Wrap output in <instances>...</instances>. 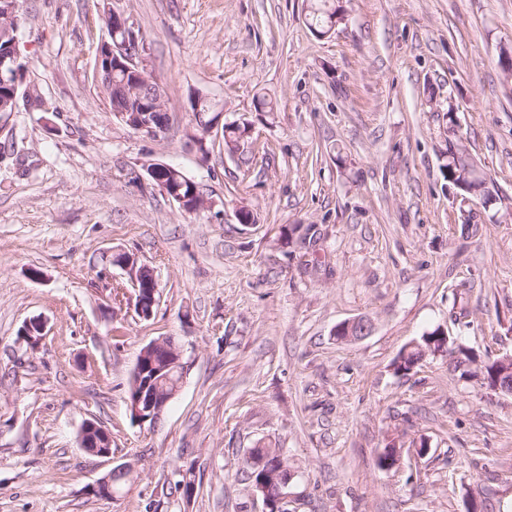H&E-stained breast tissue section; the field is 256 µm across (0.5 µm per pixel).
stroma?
I'll use <instances>...</instances> for the list:
<instances>
[{"instance_id":"35a3bbf8","label":"stroma","mask_w":512,"mask_h":512,"mask_svg":"<svg viewBox=\"0 0 512 512\" xmlns=\"http://www.w3.org/2000/svg\"><path fill=\"white\" fill-rule=\"evenodd\" d=\"M98 1L24 0L42 104L0 112V512H265L241 468L260 441L293 474L289 512H512V396L481 372L512 355V0H330L342 19L325 36L309 0H102L164 87L160 138L114 118L94 78ZM194 90L250 126L238 150L219 128L202 148L188 137ZM452 141L490 203L449 182ZM152 162L209 208L185 214ZM122 254L154 272L151 319L121 293ZM35 316L32 348L18 332ZM360 317L368 336L337 339ZM438 327L475 362L429 353L396 372ZM167 336L187 372L142 424L132 371ZM90 418L111 458L80 447ZM127 463L121 496L90 493ZM185 472L187 500L169 493ZM145 170L151 184L175 201L181 210L194 213L207 207L204 196L198 194V184L180 169L167 163L155 162L147 165ZM180 178L191 186L193 193L188 195L191 189L189 186L184 187L185 183L181 184ZM97 435V437L100 438V447L97 446L96 448H101L100 451L98 449L95 450V454L97 457L100 458H110L112 456V435L111 433L98 424L93 419L85 420L81 426V440L83 441V438L88 435Z\"/></svg>"}]
</instances>
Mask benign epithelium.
I'll return each instance as SVG.
<instances>
[{"label": "benign epithelium", "mask_w": 512, "mask_h": 512, "mask_svg": "<svg viewBox=\"0 0 512 512\" xmlns=\"http://www.w3.org/2000/svg\"><path fill=\"white\" fill-rule=\"evenodd\" d=\"M106 21L111 31L110 40H104L100 43L97 50V66L95 70L96 78L100 82L108 83L112 81V74L121 71L125 76H130L137 80L144 77L145 67L142 64L140 51L134 50L138 46V37L132 27L128 24V19L115 11L106 12ZM5 70L10 78L7 85L10 86V96L12 100H17L18 87L24 84L26 65L21 58L19 51H14L10 58L0 57V70ZM165 95L162 90H157L152 96L144 101V105L139 112L115 111L113 116L123 122L125 125L151 138H157L167 132V126L154 125L153 117L158 112L166 111L164 105ZM212 102L207 98L201 100L198 98V92L192 91L189 95L190 111L194 112L196 127L201 132L198 138L199 148L202 154H207L206 135L212 129L217 127L223 118L224 109L212 107L206 111H201V107ZM146 173L151 184L162 191L166 196L175 201L181 210L197 212L207 207V201L204 196L198 194V184L192 179L184 176L183 172L167 163L155 162L146 166ZM188 183L193 193L185 196L181 193L183 183ZM126 273L128 282L133 290L135 299L134 307L137 308L140 318L148 320L152 317L155 305L158 302L157 281L149 284L142 282L137 274V262L130 257L119 259ZM47 323L42 318H33L24 323L19 336L30 345H37L46 332ZM171 399V396L162 397L159 394H153V398L148 403H143V398L129 400V409L134 420L145 423L154 422L159 419L163 409ZM97 435L100 438V449L95 454L100 458H109L112 456V435L93 419H88L81 426V437L88 435ZM281 475L279 479L282 485L278 490L275 501H265L266 509H274V512H288V487L293 478V474L287 466L280 468ZM117 473H131V467L128 465H118L112 468L111 472L101 477L92 487L94 494L109 495L111 487L109 479L111 475Z\"/></svg>", "instance_id": "benign-epithelium-1"}]
</instances>
